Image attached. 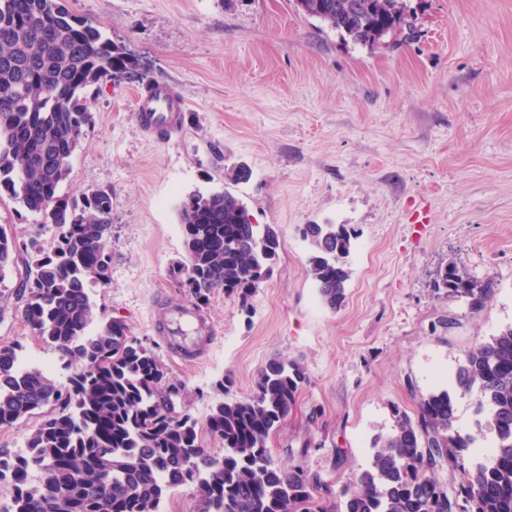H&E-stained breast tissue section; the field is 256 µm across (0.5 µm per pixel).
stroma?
Here are the masks:
<instances>
[{
    "mask_svg": "<svg viewBox=\"0 0 512 512\" xmlns=\"http://www.w3.org/2000/svg\"><path fill=\"white\" fill-rule=\"evenodd\" d=\"M128 61L90 89L95 124L62 193H112L110 284L88 293L122 321L180 389L179 411L205 422L241 399L273 358L306 374L270 436L275 459L306 448L304 466L332 491L367 467L393 408L415 413L471 348L512 323V0H411L413 38L375 49L297 12L292 0H66ZM164 80L188 103L181 131L159 141L133 118L134 94ZM243 166L247 180L228 181ZM229 190L281 247L248 306L224 293L201 307L205 357L181 361L156 333V304H192L171 267L184 260L177 211L191 192ZM306 224L354 230L352 274L338 310L307 272ZM0 227L48 246L52 227L10 199ZM456 264L490 284L479 310L434 286ZM13 346L65 381L60 353L14 305L0 313ZM232 375L229 392L217 390Z\"/></svg>",
    "mask_w": 512,
    "mask_h": 512,
    "instance_id": "obj_1",
    "label": "stroma"
}]
</instances>
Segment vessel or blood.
<instances>
[{"instance_id": "vessel-or-blood-1", "label": "vessel or blood", "mask_w": 512, "mask_h": 512, "mask_svg": "<svg viewBox=\"0 0 512 512\" xmlns=\"http://www.w3.org/2000/svg\"><path fill=\"white\" fill-rule=\"evenodd\" d=\"M134 118L151 137L163 139L177 131L183 124L188 110L186 100L175 87L156 82L135 95Z\"/></svg>"}]
</instances>
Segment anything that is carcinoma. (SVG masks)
<instances>
[{
  "label": "carcinoma",
  "instance_id": "obj_1",
  "mask_svg": "<svg viewBox=\"0 0 512 512\" xmlns=\"http://www.w3.org/2000/svg\"><path fill=\"white\" fill-rule=\"evenodd\" d=\"M307 16L365 45L380 30L414 31L408 0H308ZM120 52L88 22H75L65 0H0V197L5 195L57 230L49 248L25 258L28 246L0 228V284L23 264L10 292L33 334L79 371L61 384L24 368L18 350L0 347V427L59 405L25 442L0 449V480L12 483L6 512H161L170 490L190 486L199 512H512V324L470 349L455 372L463 394L477 397L476 431L456 425L454 395L422 396L416 418L395 407L394 425L372 439V459L340 493L332 509L315 497L330 487L298 463L276 461L268 440L295 405L305 372L269 360L253 393L212 407L206 428L224 442L210 455L188 413L170 415L178 389L156 356L124 324L99 320L87 293L109 284L112 192L60 193L70 159L94 125L85 93L112 77ZM186 260L172 267L196 306L216 292L242 303L266 278L280 240L270 224L251 221L244 204L224 190L193 192L179 210ZM308 273L323 304L346 299L352 235L344 224H305ZM437 286L483 307L487 285L454 265ZM490 437L491 459L476 456ZM432 448L446 458L426 463ZM470 458V465L462 460ZM461 468L445 482L443 467Z\"/></svg>",
  "mask_w": 512,
  "mask_h": 512
}]
</instances>
